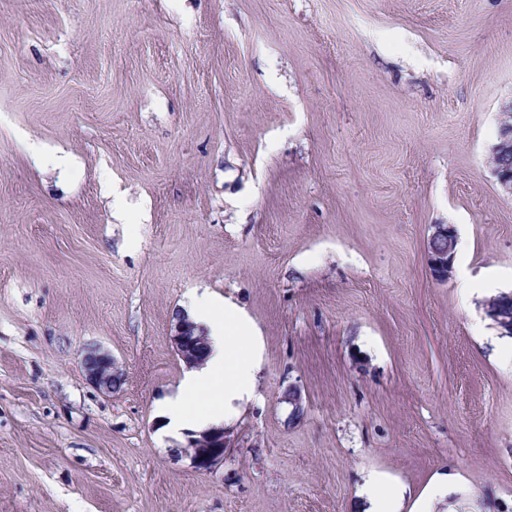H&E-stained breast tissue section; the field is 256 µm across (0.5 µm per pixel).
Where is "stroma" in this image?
<instances>
[{"label": "stroma", "instance_id": "1", "mask_svg": "<svg viewBox=\"0 0 512 512\" xmlns=\"http://www.w3.org/2000/svg\"><path fill=\"white\" fill-rule=\"evenodd\" d=\"M510 100L512 0H0V512H352L443 468L512 512ZM202 293L262 342L213 474L157 411ZM491 154L494 158L512 155V102L500 112L499 134ZM428 241L427 264L432 276L440 282L452 279L456 246L454 229L448 224H435ZM87 379L104 392L117 391L123 381V374L115 366L112 356L98 348H87L82 358ZM406 489L379 473L369 475L361 486L353 512H403Z\"/></svg>", "mask_w": 512, "mask_h": 512}]
</instances>
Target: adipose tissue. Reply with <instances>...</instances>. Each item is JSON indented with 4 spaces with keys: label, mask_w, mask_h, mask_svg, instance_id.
<instances>
[{
    "label": "adipose tissue",
    "mask_w": 512,
    "mask_h": 512,
    "mask_svg": "<svg viewBox=\"0 0 512 512\" xmlns=\"http://www.w3.org/2000/svg\"><path fill=\"white\" fill-rule=\"evenodd\" d=\"M184 313L206 331L212 349L202 365L185 370L175 391L158 406L161 432L172 437L184 431L231 426L245 405L259 399L260 344L244 310L233 305L220 306L204 295L193 298ZM462 492L463 483L458 475L441 472L410 501L403 486L374 473L361 486L353 510L457 512L451 498Z\"/></svg>",
    "instance_id": "1"
}]
</instances>
